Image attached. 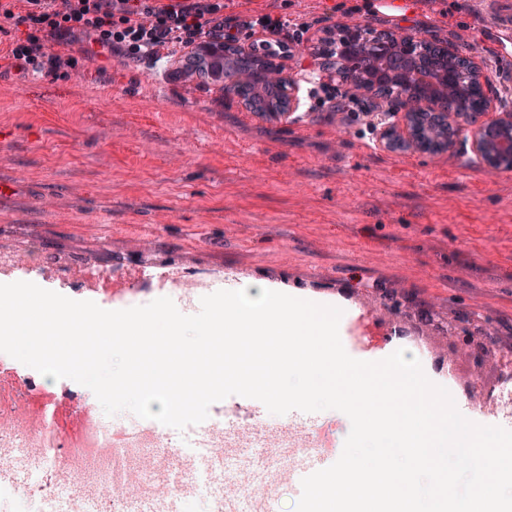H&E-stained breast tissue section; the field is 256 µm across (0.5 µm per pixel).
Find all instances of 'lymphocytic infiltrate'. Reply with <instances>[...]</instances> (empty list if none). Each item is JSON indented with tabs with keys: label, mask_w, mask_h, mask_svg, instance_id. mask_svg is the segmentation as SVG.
<instances>
[{
	"label": "lymphocytic infiltrate",
	"mask_w": 512,
	"mask_h": 512,
	"mask_svg": "<svg viewBox=\"0 0 512 512\" xmlns=\"http://www.w3.org/2000/svg\"><path fill=\"white\" fill-rule=\"evenodd\" d=\"M224 8V0H23L18 12L0 6V28L25 29L7 53L12 65L53 76L67 75L82 56L154 63L257 27L277 38L303 28L269 13L228 17Z\"/></svg>",
	"instance_id": "obj_1"
}]
</instances>
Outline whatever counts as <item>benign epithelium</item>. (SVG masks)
<instances>
[{"label":"benign epithelium","mask_w":512,"mask_h":512,"mask_svg":"<svg viewBox=\"0 0 512 512\" xmlns=\"http://www.w3.org/2000/svg\"><path fill=\"white\" fill-rule=\"evenodd\" d=\"M442 53L415 40L403 30L382 32L370 39L360 25L336 26L331 33L311 39L307 55L326 76L348 79L356 90L371 89L377 99L389 101L402 93L391 119L371 118L368 124L378 148L391 153L439 155L459 146L470 149L480 169L489 177L512 168V110H502L488 93L483 65L461 56L447 43L438 44ZM214 60L225 57L224 83H247L249 99L239 98L242 109L258 118L292 124L298 121L301 102L297 80L286 74L289 53L263 39L246 44L224 43L194 48ZM279 85L273 100L264 93L270 83ZM385 313L382 324L394 326L389 336H446L449 355H463L481 368L496 367L493 383L480 375L462 383L472 392L479 388L488 398L512 383V350L496 347L483 324L462 316H440L405 305L398 296L382 292Z\"/></svg>","instance_id":"obj_1"}]
</instances>
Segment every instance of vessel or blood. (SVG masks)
Returning <instances> with one entry per match:
<instances>
[{
    "label": "vessel or blood",
    "mask_w": 512,
    "mask_h": 512,
    "mask_svg": "<svg viewBox=\"0 0 512 512\" xmlns=\"http://www.w3.org/2000/svg\"><path fill=\"white\" fill-rule=\"evenodd\" d=\"M493 12V30L512 36V0H487ZM354 312L343 313L340 326L346 335L344 349L356 357L377 352L365 336L349 335ZM23 368L0 353V397L9 395L23 375ZM95 395L73 394L71 401L57 399L45 409L43 420L52 422L97 419ZM260 401L237 395L216 402L209 417L198 425L177 431L167 427L154 430L145 425L126 428L105 426L108 438L101 453L112 460V479L98 482L75 480L69 475L70 463L57 461L39 480H31L29 469L38 464L46 451L31 444L24 424L11 428L9 446L0 447V457L9 460L0 470V491L25 494L56 504V512H186L188 502L201 481L209 483L211 512H276L278 488L283 484L300 486L302 479L337 460L336 450L351 426L347 416H315L298 410L282 415L277 423L264 421ZM210 438L211 444L198 454L185 448L186 437ZM265 441L270 454L268 472L257 478L250 464H243L233 484H225L224 469L229 457L254 441ZM148 441L152 450L127 462V446Z\"/></svg>",
    "instance_id": "vessel-or-blood-1"
}]
</instances>
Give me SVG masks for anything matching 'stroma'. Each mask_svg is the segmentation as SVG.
Masks as SVG:
<instances>
[{
    "mask_svg": "<svg viewBox=\"0 0 512 512\" xmlns=\"http://www.w3.org/2000/svg\"><path fill=\"white\" fill-rule=\"evenodd\" d=\"M353 22L403 29L481 60L512 89L483 0H233L230 11L312 17L295 49ZM369 97L261 120L221 85L171 92L146 64L79 60L67 77L0 67V250L37 246L104 269L279 281L358 306L393 288L440 315L492 318L512 348V171L488 179L469 149L391 154Z\"/></svg>",
    "mask_w": 512,
    "mask_h": 512,
    "instance_id": "35a3bbf8",
    "label": "stroma"
}]
</instances>
